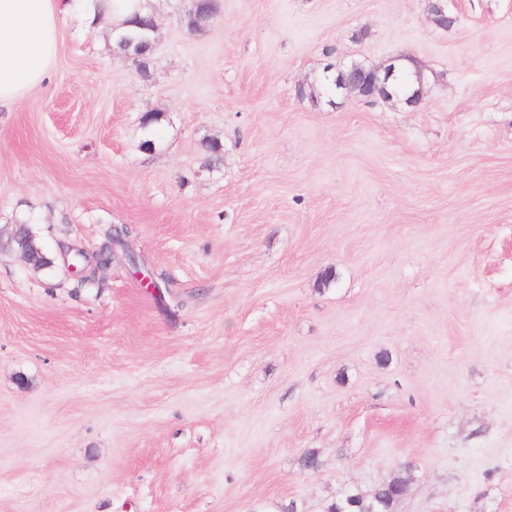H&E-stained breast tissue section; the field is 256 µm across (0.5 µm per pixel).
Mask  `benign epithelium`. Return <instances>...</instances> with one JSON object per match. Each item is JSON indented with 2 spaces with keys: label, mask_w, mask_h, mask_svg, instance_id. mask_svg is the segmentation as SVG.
I'll return each mask as SVG.
<instances>
[{
  "label": "benign epithelium",
  "mask_w": 512,
  "mask_h": 512,
  "mask_svg": "<svg viewBox=\"0 0 512 512\" xmlns=\"http://www.w3.org/2000/svg\"><path fill=\"white\" fill-rule=\"evenodd\" d=\"M428 14L433 24L442 29H448L456 22V17L448 13L447 0H429ZM409 67L414 70V81L401 89L399 82ZM333 83L336 91L347 95L352 94L366 100L379 96L383 99H394L408 107L420 105L424 96L420 65L409 54L394 56L379 66H367L356 61L342 63L335 69ZM11 241L15 243L17 252L28 264L31 263L33 256L42 254L24 224L19 225L13 232ZM120 245L122 237L117 233L112 236L111 247L89 255L86 264L81 267L76 262L79 250L72 246L62 249L63 259L68 269L84 276L96 263L112 262L115 248Z\"/></svg>",
  "instance_id": "1"
}]
</instances>
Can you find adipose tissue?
Returning <instances> with one entry per match:
<instances>
[{
    "instance_id": "obj_1",
    "label": "adipose tissue",
    "mask_w": 512,
    "mask_h": 512,
    "mask_svg": "<svg viewBox=\"0 0 512 512\" xmlns=\"http://www.w3.org/2000/svg\"><path fill=\"white\" fill-rule=\"evenodd\" d=\"M0 0V106L23 103L49 76L62 25L76 20L93 27L101 20L126 31V22L153 11L154 0Z\"/></svg>"
}]
</instances>
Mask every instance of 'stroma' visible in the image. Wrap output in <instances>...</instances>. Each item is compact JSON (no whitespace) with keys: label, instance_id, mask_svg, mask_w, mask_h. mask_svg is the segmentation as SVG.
Wrapping results in <instances>:
<instances>
[{"label":"stroma","instance_id":"stroma-1","mask_svg":"<svg viewBox=\"0 0 512 512\" xmlns=\"http://www.w3.org/2000/svg\"><path fill=\"white\" fill-rule=\"evenodd\" d=\"M218 5L192 31L157 0L146 78L66 22L0 109V233L53 260L0 244V512H324L407 473L394 512H512V0L446 30L427 0ZM400 53L418 107L324 89ZM117 227L105 282L67 269ZM11 241L15 243L17 252L28 265L33 255H42L41 249L35 245L33 237L28 234L24 224H20L13 232Z\"/></svg>","mask_w":512,"mask_h":512}]
</instances>
